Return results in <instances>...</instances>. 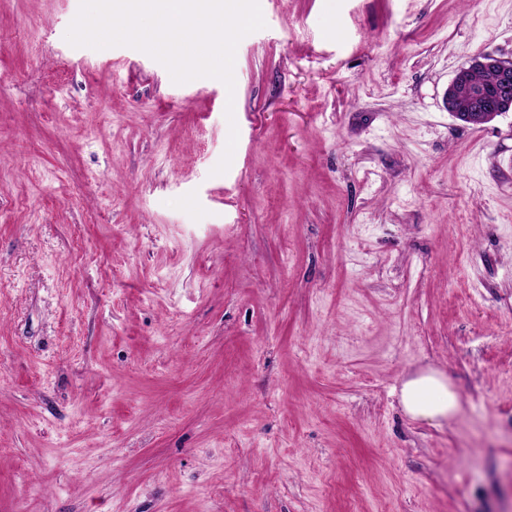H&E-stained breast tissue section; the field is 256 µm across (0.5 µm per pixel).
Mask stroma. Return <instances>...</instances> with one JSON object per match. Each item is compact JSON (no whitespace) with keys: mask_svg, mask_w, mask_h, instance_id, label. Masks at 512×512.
<instances>
[{"mask_svg":"<svg viewBox=\"0 0 512 512\" xmlns=\"http://www.w3.org/2000/svg\"><path fill=\"white\" fill-rule=\"evenodd\" d=\"M260 4L230 92L0 0V512H512V0ZM476 67L488 68L495 73L496 83L493 88L486 90L482 86L464 82V74ZM490 70H475L467 76L472 83L490 86L495 80V75ZM461 100L470 107H475L476 112L459 106ZM446 107L459 120L470 123L473 117H477L480 124L512 111V60L484 55L476 58L468 67L461 68L448 85ZM401 404L411 418L440 424L456 414L458 397L444 376L432 370L403 383Z\"/></svg>","mask_w":512,"mask_h":512,"instance_id":"1","label":"stroma"}]
</instances>
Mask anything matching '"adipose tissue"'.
Masks as SVG:
<instances>
[{
    "label": "adipose tissue",
    "mask_w": 512,
    "mask_h": 512,
    "mask_svg": "<svg viewBox=\"0 0 512 512\" xmlns=\"http://www.w3.org/2000/svg\"><path fill=\"white\" fill-rule=\"evenodd\" d=\"M401 404L411 418L438 424L456 414L458 397L444 376L432 370L403 383Z\"/></svg>",
    "instance_id": "ef3b65f1"
}]
</instances>
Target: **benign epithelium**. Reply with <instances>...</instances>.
Wrapping results in <instances>:
<instances>
[{
  "label": "benign epithelium",
  "instance_id": "obj_1",
  "mask_svg": "<svg viewBox=\"0 0 512 512\" xmlns=\"http://www.w3.org/2000/svg\"><path fill=\"white\" fill-rule=\"evenodd\" d=\"M476 67L488 68L495 73L493 88L487 90L464 82V74ZM446 107L448 112L465 123L476 117L485 124L502 113L512 111V60L484 55L460 69L448 85Z\"/></svg>",
  "mask_w": 512,
  "mask_h": 512
}]
</instances>
